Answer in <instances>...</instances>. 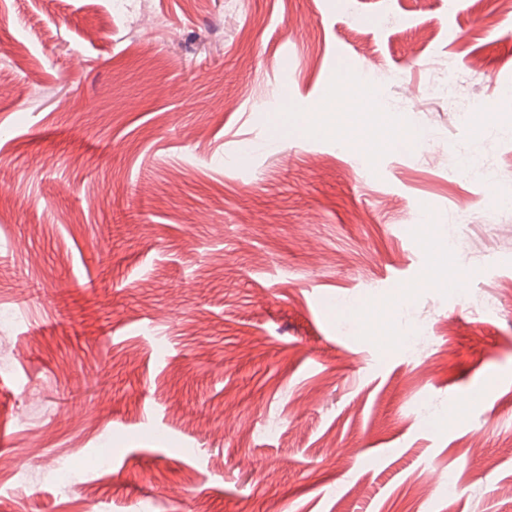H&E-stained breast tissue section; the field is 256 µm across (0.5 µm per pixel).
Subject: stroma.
Listing matches in <instances>:
<instances>
[{
  "mask_svg": "<svg viewBox=\"0 0 512 512\" xmlns=\"http://www.w3.org/2000/svg\"><path fill=\"white\" fill-rule=\"evenodd\" d=\"M142 2L0 0V512H512V214L448 177L512 169V15ZM358 99L432 146L359 153Z\"/></svg>",
  "mask_w": 512,
  "mask_h": 512,
  "instance_id": "stroma-1",
  "label": "stroma"
}]
</instances>
